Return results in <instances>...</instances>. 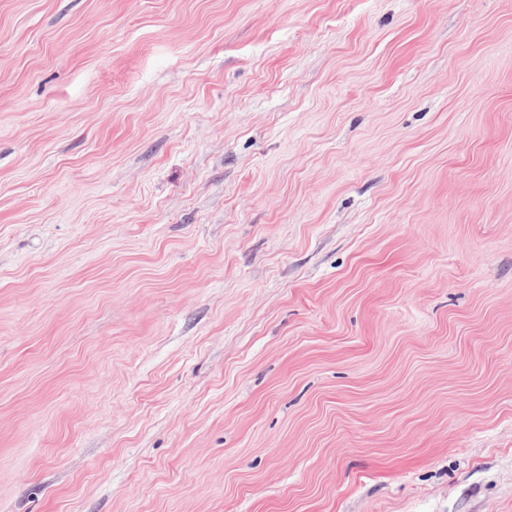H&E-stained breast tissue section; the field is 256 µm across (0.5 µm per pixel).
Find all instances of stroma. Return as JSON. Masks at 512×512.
Masks as SVG:
<instances>
[{
	"instance_id": "1",
	"label": "stroma",
	"mask_w": 512,
	"mask_h": 512,
	"mask_svg": "<svg viewBox=\"0 0 512 512\" xmlns=\"http://www.w3.org/2000/svg\"><path fill=\"white\" fill-rule=\"evenodd\" d=\"M0 512H512V0H0Z\"/></svg>"
}]
</instances>
